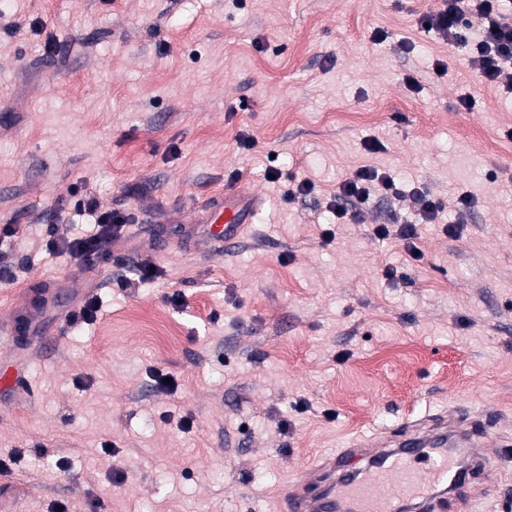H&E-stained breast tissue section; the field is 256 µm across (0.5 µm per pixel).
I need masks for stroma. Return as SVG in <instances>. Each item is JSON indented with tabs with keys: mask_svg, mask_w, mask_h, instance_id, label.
Here are the masks:
<instances>
[{
	"mask_svg": "<svg viewBox=\"0 0 512 512\" xmlns=\"http://www.w3.org/2000/svg\"><path fill=\"white\" fill-rule=\"evenodd\" d=\"M439 4L6 0L0 227L26 232L0 257L17 382L0 390V512H287L290 480L350 438L455 406L491 421L478 447L512 440V80L482 81L420 27ZM363 166L398 193L337 223ZM296 178L315 189L284 202ZM418 188L477 203L419 225L416 259L372 227L414 220ZM84 193L130 216L94 272L45 246L92 231ZM225 193L264 205L219 249L205 229ZM469 504L512 512V455Z\"/></svg>",
	"mask_w": 512,
	"mask_h": 512,
	"instance_id": "1",
	"label": "stroma"
}]
</instances>
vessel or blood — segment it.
Masks as SVG:
<instances>
[{
  "instance_id": "b4317fda",
  "label": "vessel or blood",
  "mask_w": 512,
  "mask_h": 512,
  "mask_svg": "<svg viewBox=\"0 0 512 512\" xmlns=\"http://www.w3.org/2000/svg\"><path fill=\"white\" fill-rule=\"evenodd\" d=\"M261 203L257 196L246 205L232 196L217 202L210 239L231 247ZM480 434L454 410L428 423L407 425L398 440L358 438L354 445L364 449L365 465L339 473L314 492L292 491L288 512H443L475 470L512 451L506 443L497 450L477 451Z\"/></svg>"
}]
</instances>
